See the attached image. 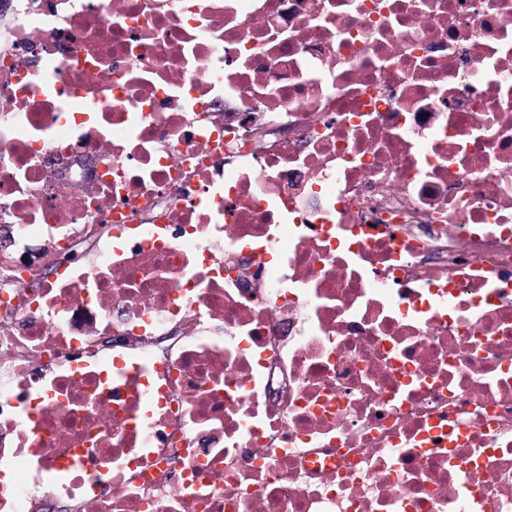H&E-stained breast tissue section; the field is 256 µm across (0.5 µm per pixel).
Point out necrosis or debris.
Returning a JSON list of instances; mask_svg holds the SVG:
<instances>
[{
  "label": "necrosis or debris",
  "mask_w": 512,
  "mask_h": 512,
  "mask_svg": "<svg viewBox=\"0 0 512 512\" xmlns=\"http://www.w3.org/2000/svg\"><path fill=\"white\" fill-rule=\"evenodd\" d=\"M14 2L0 512H512V0Z\"/></svg>",
  "instance_id": "1"
}]
</instances>
